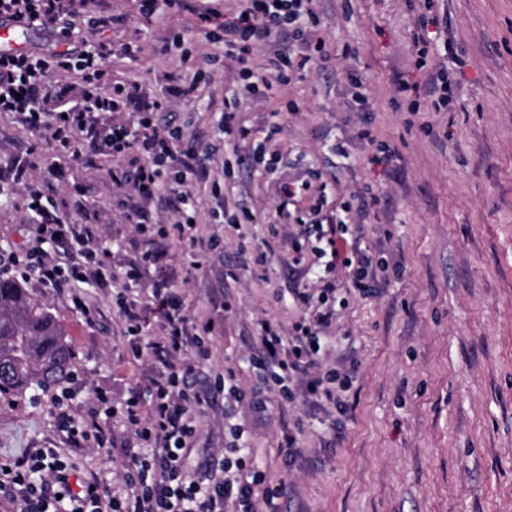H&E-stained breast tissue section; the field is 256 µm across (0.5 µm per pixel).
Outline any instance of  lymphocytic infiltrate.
Here are the masks:
<instances>
[{
    "label": "lymphocytic infiltrate",
    "instance_id": "lymphocytic-infiltrate-1",
    "mask_svg": "<svg viewBox=\"0 0 512 512\" xmlns=\"http://www.w3.org/2000/svg\"><path fill=\"white\" fill-rule=\"evenodd\" d=\"M317 2L242 0L232 17L221 23L216 11L200 13L198 23L213 52L193 54L183 34L170 35L168 45L178 48L181 61L194 66L196 73L186 84L170 76L166 91L157 93L113 77L110 62L116 50L103 35L107 22L83 15L86 0H0V25L41 27L60 35L64 43L62 50L50 54L0 52V112L15 113L32 131L50 132L65 151L86 146L88 163L101 156L115 161L117 206L147 243L139 258L125 267L124 277L138 285L145 281L147 269L155 271L148 280V300L123 295L116 301L123 336L136 355L154 362L147 391L132 392L121 407L135 440L125 454V494L116 495L110 484L95 476L71 488L69 465L58 451L30 448L21 457L0 460V499L8 500L13 512H224L229 503L236 512H259L266 475L247 461L245 445H231L229 457L215 469L192 473L184 463L197 434L193 407L200 397L192 379L200 361L209 356L201 337L210 325L187 314L174 284L188 280L215 248L214 239L187 235L186 228L198 218L196 186L216 162V148L188 139L179 125L162 123L161 118L170 113L172 99L197 97L210 80L212 67L224 61L237 67V97L254 102L263 100L273 85L288 86L308 63L326 60ZM439 24L438 17L421 15L411 58L415 70L431 73L432 105L437 109L452 99L447 68L433 64L437 40L430 29ZM261 49L267 58L259 66L255 55ZM52 74L78 75L81 85L74 105L50 116L42 88ZM26 189L43 248L34 262L19 267L10 260L6 270L57 292L68 288L73 278L108 287L113 273L107 251L98 246L99 228L67 223L37 185L27 184ZM156 208L172 209L174 223L154 224ZM321 211V206L311 205L296 222L303 233L314 231L324 240V247L316 251L324 261V273L345 268L350 290L370 295L378 282L377 265L365 250L346 246V222L324 225ZM183 240L188 243L183 260L164 264L169 247ZM61 251L73 261L71 276H64L56 262ZM323 289L317 299L294 289V305L308 310L309 318L289 335L272 321L258 320L252 343L257 364L267 370L281 400L328 403L342 413L346 406L340 394L350 388L351 377L337 369L322 371L318 361L319 338L334 321L327 305L332 283H324ZM151 305L160 313L153 325L145 316Z\"/></svg>",
    "mask_w": 512,
    "mask_h": 512
}]
</instances>
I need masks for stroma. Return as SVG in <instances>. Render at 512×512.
Returning <instances> with one entry per match:
<instances>
[{"instance_id":"obj_1","label":"stroma","mask_w":512,"mask_h":512,"mask_svg":"<svg viewBox=\"0 0 512 512\" xmlns=\"http://www.w3.org/2000/svg\"><path fill=\"white\" fill-rule=\"evenodd\" d=\"M320 30L328 61L307 65L288 87L273 88L272 102L294 100L298 112L272 115L269 108L241 105L254 139L272 136L282 161L275 179L237 168L224 195L238 208L275 216V180H299L318 171L325 187V223L345 218L343 202L373 191L384 199L367 218L361 246L388 263L375 292L363 297L336 273V320L321 338L320 361L343 368L353 384L344 392L347 411L328 404L296 402L279 407L276 392L235 399L218 389L215 376L232 368L237 385L249 389L258 374L250 336L267 318L291 329L303 312L286 292L301 285L319 292L308 268L315 239L301 237L300 253L270 238L263 224L241 229L210 224L214 206L200 185V226L218 233L222 260H210L181 290L187 312L214 324L205 343L212 357L196 375L208 396L198 432L186 453L194 470L221 459L241 427L254 464L274 492L260 512H512V0H321ZM114 43L137 42L138 60L113 58L116 74L163 89L165 75L191 80L178 51L161 54V40L189 28L190 14L162 15L144 24L135 0H101ZM437 14L456 87L447 110L432 109L421 73L412 70L413 32L420 14ZM232 63L218 69L199 98L177 104L189 133L219 136L224 110L235 105ZM364 80L373 102L370 117L349 111V76ZM411 86L420 105L396 108L399 82ZM372 127L395 154L384 159L362 137ZM343 144L346 157L333 153ZM35 176L72 224H96L112 255L115 279L105 294L77 282L72 292L99 308L87 324L68 296L30 282L26 288L52 309L68 334L76 366L70 385L76 422L89 418L96 394L120 407L151 373L148 358L134 359L112 310L124 289V265L141 244L120 209L111 160L87 166L62 154L46 133L0 112V178L18 168ZM30 198L23 188L0 196V253L17 263L34 246ZM266 251L267 281L238 264V245ZM52 388L0 401V458L29 448L64 449L73 479L95 473L123 492L121 449L130 431L117 412L100 417L112 439L73 448L52 419ZM299 423L298 451L282 448L283 427Z\"/></svg>"}]
</instances>
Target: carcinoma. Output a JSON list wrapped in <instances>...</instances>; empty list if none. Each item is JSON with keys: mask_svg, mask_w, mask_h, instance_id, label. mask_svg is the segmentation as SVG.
<instances>
[{"mask_svg": "<svg viewBox=\"0 0 512 512\" xmlns=\"http://www.w3.org/2000/svg\"><path fill=\"white\" fill-rule=\"evenodd\" d=\"M66 331L17 282L0 279V395L46 390L73 376Z\"/></svg>", "mask_w": 512, "mask_h": 512, "instance_id": "carcinoma-1", "label": "carcinoma"}]
</instances>
